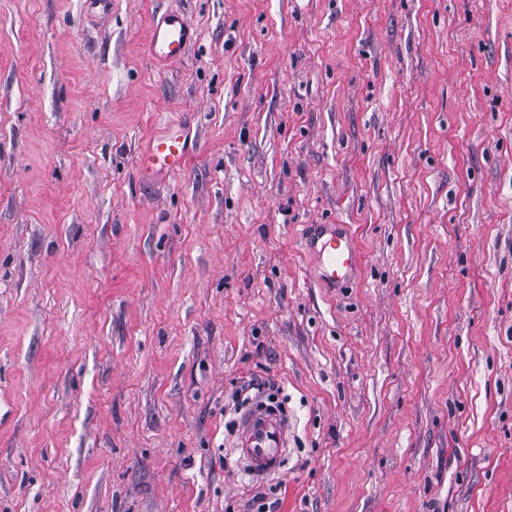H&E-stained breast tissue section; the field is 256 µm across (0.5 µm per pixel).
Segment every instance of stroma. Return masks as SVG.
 <instances>
[{
    "label": "stroma",
    "mask_w": 512,
    "mask_h": 512,
    "mask_svg": "<svg viewBox=\"0 0 512 512\" xmlns=\"http://www.w3.org/2000/svg\"><path fill=\"white\" fill-rule=\"evenodd\" d=\"M170 11L197 39L159 64ZM176 121L188 167L142 178ZM262 501L512 512V0H0V512ZM305 246L314 255L323 283L342 288L359 274L361 253L354 236L341 224H310ZM288 421L276 407L256 404L237 421L234 453L252 476L277 474L284 466Z\"/></svg>",
    "instance_id": "stroma-1"
}]
</instances>
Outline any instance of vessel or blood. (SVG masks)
Segmentation results:
<instances>
[{"instance_id":"obj_1","label":"vessel or blood","mask_w":512,"mask_h":512,"mask_svg":"<svg viewBox=\"0 0 512 512\" xmlns=\"http://www.w3.org/2000/svg\"><path fill=\"white\" fill-rule=\"evenodd\" d=\"M197 33L184 15L166 14L148 35L152 58L166 63L180 60ZM192 147L185 130L168 126L153 134L139 157V169L146 179L183 171L191 159ZM316 259L323 283L342 288L359 274L361 253L354 236L339 224H316L305 239ZM288 421L276 407L258 404L244 412L236 426L233 450L252 476L277 474L284 466Z\"/></svg>"}]
</instances>
